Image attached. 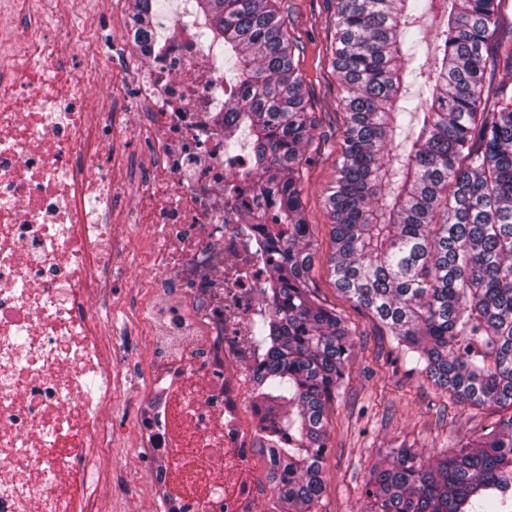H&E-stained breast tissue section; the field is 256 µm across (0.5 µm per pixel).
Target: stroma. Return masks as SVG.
Masks as SVG:
<instances>
[{"label": "stroma", "instance_id": "1", "mask_svg": "<svg viewBox=\"0 0 512 512\" xmlns=\"http://www.w3.org/2000/svg\"><path fill=\"white\" fill-rule=\"evenodd\" d=\"M335 5L336 0H278L276 7L288 18V34L297 45L295 62L319 119L309 149L313 162L304 174L305 213L315 240L311 277L319 298L347 319L356 343L342 395L329 413L324 490L315 512H358L371 466L384 463L394 445L402 443L429 454L477 434L482 425L498 418L500 410L449 400L413 372L411 362L377 330L374 319L355 309L333 285L327 264L332 225L325 196L342 161L346 124L339 106L342 88L332 67L330 19ZM120 27V18L102 15L100 52L90 64V93L102 96L109 87L121 59ZM126 233L131 242L129 262L112 287V300L121 305L126 317L134 318L148 300L143 284L152 276L151 245L136 227H127ZM126 357L127 382L112 404L114 447L110 456L97 461L96 468L114 490L106 499V512H150L153 501L163 494L149 479L159 463L144 458L132 433L133 416L149 409L141 392L147 383L150 353L138 342L127 349Z\"/></svg>", "mask_w": 512, "mask_h": 512}]
</instances>
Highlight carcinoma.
Returning a JSON list of instances; mask_svg holds the SVG:
<instances>
[{"mask_svg":"<svg viewBox=\"0 0 512 512\" xmlns=\"http://www.w3.org/2000/svg\"><path fill=\"white\" fill-rule=\"evenodd\" d=\"M224 45V90L247 132L226 178L246 220L266 226L269 308L258 396L288 408L271 448L280 512H312L324 488L328 412L355 342L311 288L303 203L316 119L275 0H194ZM509 0H336L332 65L342 87V162L327 190L334 285L448 398L509 414L436 456L394 448L360 512H505L512 500V93L487 105L484 54ZM443 11L434 56L421 18Z\"/></svg>","mask_w":512,"mask_h":512,"instance_id":"1","label":"carcinoma"}]
</instances>
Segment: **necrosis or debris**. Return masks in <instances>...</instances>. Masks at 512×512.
<instances>
[{"mask_svg":"<svg viewBox=\"0 0 512 512\" xmlns=\"http://www.w3.org/2000/svg\"><path fill=\"white\" fill-rule=\"evenodd\" d=\"M126 13L124 66L150 149L145 191L129 207L114 172L115 114L92 111L63 30L32 0H0V512H104L94 462L112 448L108 411L123 384L124 330L101 302L130 251L113 221L146 228L157 297L139 322L155 357L136 423L159 512H266L257 473L278 412L252 397L266 261L259 225L225 190L229 153L224 49L191 0L142 31Z\"/></svg>","mask_w":512,"mask_h":512,"instance_id":"necrosis-or-debris-1","label":"necrosis or debris"}]
</instances>
